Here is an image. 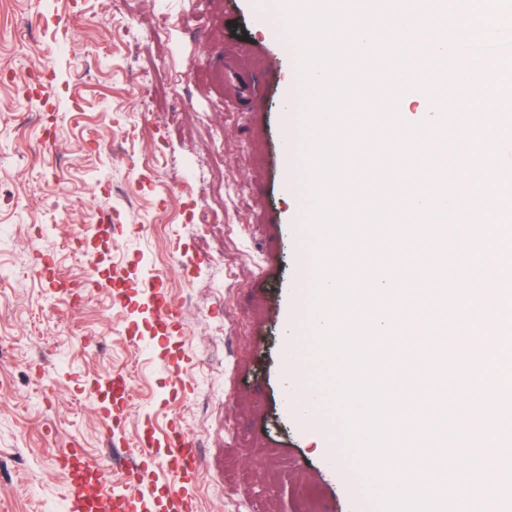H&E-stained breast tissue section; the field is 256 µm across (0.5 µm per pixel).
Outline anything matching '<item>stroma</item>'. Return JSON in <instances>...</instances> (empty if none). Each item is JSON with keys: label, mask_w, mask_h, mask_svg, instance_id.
I'll return each mask as SVG.
<instances>
[{"label": "stroma", "mask_w": 512, "mask_h": 512, "mask_svg": "<svg viewBox=\"0 0 512 512\" xmlns=\"http://www.w3.org/2000/svg\"><path fill=\"white\" fill-rule=\"evenodd\" d=\"M158 9L0 0V456L19 457L0 469V512H64L54 459L74 445L137 492L124 472L138 441L172 421L198 443L194 512H303L313 493L323 512H375L341 430L319 424L326 407L309 420L288 390L302 373L288 328L312 280L302 162L284 148L299 84L284 25L273 0H172L156 40ZM227 48L257 62L253 100L225 94ZM211 205L217 224L197 231ZM224 271L233 291L218 286ZM148 280L182 306L183 331L162 352ZM449 325L455 365L443 372L430 343L429 374L476 423L467 336ZM166 355L185 358L179 379ZM111 372L130 377L113 448L87 385Z\"/></svg>", "instance_id": "obj_1"}]
</instances>
